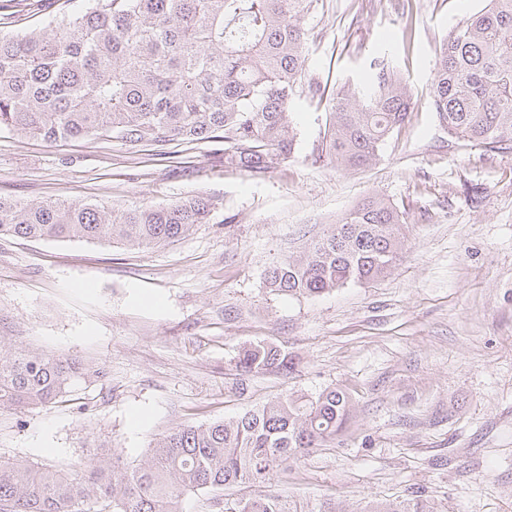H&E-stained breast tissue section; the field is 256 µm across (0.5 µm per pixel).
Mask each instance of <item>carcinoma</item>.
Listing matches in <instances>:
<instances>
[{
    "instance_id": "carcinoma-1",
    "label": "carcinoma",
    "mask_w": 512,
    "mask_h": 512,
    "mask_svg": "<svg viewBox=\"0 0 512 512\" xmlns=\"http://www.w3.org/2000/svg\"><path fill=\"white\" fill-rule=\"evenodd\" d=\"M318 0H83L22 35L0 36V131L36 140L109 137L130 149L224 143V163L257 171L292 157L293 96L321 99L305 78V18ZM363 97L336 89L329 150L336 166H369L411 105L406 79L386 56L370 62ZM433 105L448 134L512 153V0H488L448 34L436 58ZM213 200L194 195L121 213L96 204L0 197V235L68 238L154 248L209 223ZM405 247L400 211L364 198L296 256L265 274L272 292L315 297L389 274ZM246 373L290 371L263 341L243 347ZM91 371L0 336V409L47 407ZM349 397L282 396L231 421L184 425L128 465L93 456L73 473L0 459V512H182L189 493L264 484L289 460L336 443ZM238 512H285L280 496L239 502ZM366 512H434L419 495Z\"/></svg>"
}]
</instances>
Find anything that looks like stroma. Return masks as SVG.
<instances>
[{"label":"stroma","mask_w":512,"mask_h":512,"mask_svg":"<svg viewBox=\"0 0 512 512\" xmlns=\"http://www.w3.org/2000/svg\"><path fill=\"white\" fill-rule=\"evenodd\" d=\"M485 4L320 0L305 20L306 74L327 95L294 99L295 154L261 173L225 164L220 143L162 158L0 131V196L21 203L215 202L210 223L155 248L0 238V336L97 372L67 402L0 409V456L61 471L96 454L140 464L174 428L334 387L351 402L340 443L267 483L187 495L184 512L266 493L291 512H364L415 491L435 512H512V154L450 136L431 86L443 39ZM383 48L410 112L372 165L337 168L329 93L359 87ZM376 193L405 225L390 275L308 298L269 292L270 266ZM256 341L293 371L239 376L236 356Z\"/></svg>","instance_id":"obj_1"}]
</instances>
